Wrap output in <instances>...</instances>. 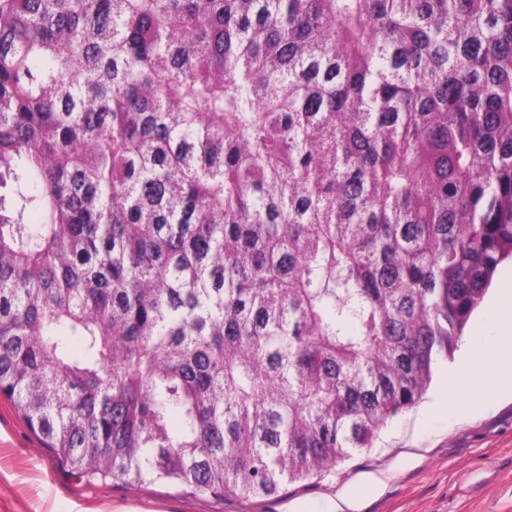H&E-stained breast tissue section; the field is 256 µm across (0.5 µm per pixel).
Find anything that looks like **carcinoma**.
Here are the masks:
<instances>
[{
  "label": "carcinoma",
  "instance_id": "1",
  "mask_svg": "<svg viewBox=\"0 0 512 512\" xmlns=\"http://www.w3.org/2000/svg\"><path fill=\"white\" fill-rule=\"evenodd\" d=\"M506 259L512 0H0V395L71 475L321 478Z\"/></svg>",
  "mask_w": 512,
  "mask_h": 512
}]
</instances>
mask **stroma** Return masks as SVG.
<instances>
[{
	"mask_svg": "<svg viewBox=\"0 0 512 512\" xmlns=\"http://www.w3.org/2000/svg\"><path fill=\"white\" fill-rule=\"evenodd\" d=\"M503 309L512 298L490 289L453 360L372 447L318 483L262 501L74 478L0 397V512H512V396L448 389L449 372L498 338Z\"/></svg>",
	"mask_w": 512,
	"mask_h": 512,
	"instance_id": "35a3bbf8",
	"label": "stroma"
}]
</instances>
